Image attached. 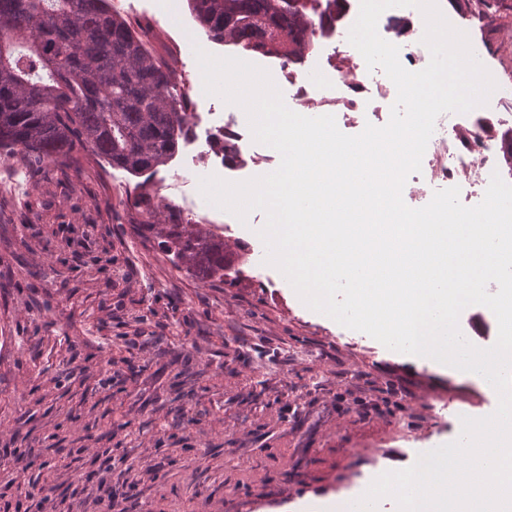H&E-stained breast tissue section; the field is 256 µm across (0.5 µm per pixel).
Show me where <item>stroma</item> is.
Instances as JSON below:
<instances>
[{
  "label": "stroma",
  "mask_w": 512,
  "mask_h": 512,
  "mask_svg": "<svg viewBox=\"0 0 512 512\" xmlns=\"http://www.w3.org/2000/svg\"><path fill=\"white\" fill-rule=\"evenodd\" d=\"M468 25L490 73L512 56V25L474 0H439ZM172 76L192 133L171 162L135 177L89 146L32 164L0 157V512H302L360 498L387 471L456 439L461 417L498 404L465 378L312 311L267 265L258 232L208 205L201 178L241 182L274 172L279 153L253 141L241 107L204 92L194 50L217 56L186 0H110ZM349 42L309 53L318 83L288 107L330 114L341 132L386 125L390 108L350 112L329 101L327 72L359 63ZM224 129L236 160L218 165ZM200 223L244 273L201 280L164 248L151 218ZM459 327L488 348L494 313L466 307Z\"/></svg>",
  "instance_id": "1"
}]
</instances>
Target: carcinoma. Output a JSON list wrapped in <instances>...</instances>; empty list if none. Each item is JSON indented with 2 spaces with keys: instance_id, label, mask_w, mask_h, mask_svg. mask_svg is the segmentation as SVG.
<instances>
[{
  "instance_id": "obj_1",
  "label": "carcinoma",
  "mask_w": 512,
  "mask_h": 512,
  "mask_svg": "<svg viewBox=\"0 0 512 512\" xmlns=\"http://www.w3.org/2000/svg\"><path fill=\"white\" fill-rule=\"evenodd\" d=\"M207 37L301 64L336 14L321 0H187ZM191 129L167 69L107 0H0V149L39 162L87 144L132 175L166 165ZM168 252L203 279L238 260L173 224Z\"/></svg>"
}]
</instances>
